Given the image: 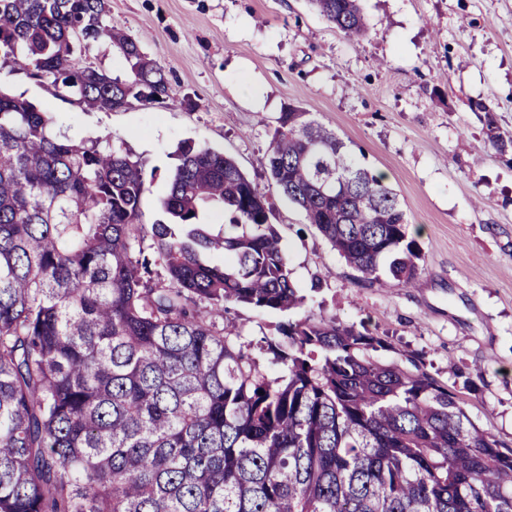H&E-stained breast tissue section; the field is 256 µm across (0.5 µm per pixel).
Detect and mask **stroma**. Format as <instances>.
Here are the masks:
<instances>
[{
	"label": "stroma",
	"instance_id": "stroma-1",
	"mask_svg": "<svg viewBox=\"0 0 512 512\" xmlns=\"http://www.w3.org/2000/svg\"><path fill=\"white\" fill-rule=\"evenodd\" d=\"M354 40L308 0H107L164 69L171 105L89 110L23 72L0 89L49 112L59 134L121 138L144 167L139 221L162 201L189 141L232 157L273 205L291 278L305 297L287 312L235 307L243 341L305 314L333 316L382 339L383 363L413 359L455 393L470 419L512 447V0H362ZM296 106L336 132L384 177L419 248L417 287L363 279L267 181L276 120Z\"/></svg>",
	"mask_w": 512,
	"mask_h": 512
}]
</instances>
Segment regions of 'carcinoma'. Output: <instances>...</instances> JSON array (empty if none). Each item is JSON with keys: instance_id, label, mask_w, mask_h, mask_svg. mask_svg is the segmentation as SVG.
Instances as JSON below:
<instances>
[{"instance_id": "carcinoma-1", "label": "carcinoma", "mask_w": 512, "mask_h": 512, "mask_svg": "<svg viewBox=\"0 0 512 512\" xmlns=\"http://www.w3.org/2000/svg\"><path fill=\"white\" fill-rule=\"evenodd\" d=\"M309 2L346 35L366 31L361 0ZM106 6L0 0V69L90 109L169 100ZM103 39L126 77L73 65ZM264 168L363 277L419 280L397 194L310 112L281 113ZM146 191L121 146L59 135L0 90V512H512V448L430 374L373 359L378 337L306 315L262 339L285 371L259 369L226 314L305 298L266 193L232 158L182 144L166 220L148 227ZM210 209L224 232L208 231Z\"/></svg>"}]
</instances>
